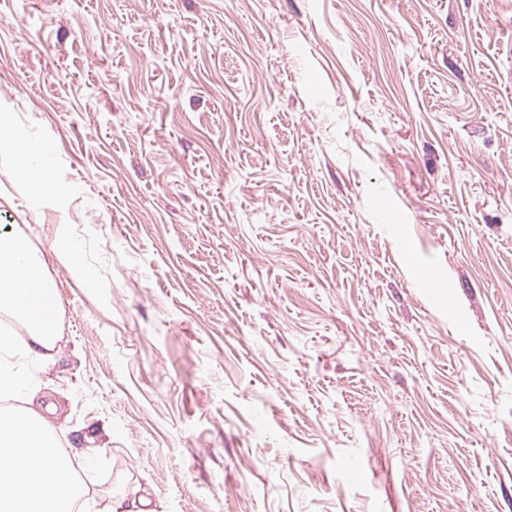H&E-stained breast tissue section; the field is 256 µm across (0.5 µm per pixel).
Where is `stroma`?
<instances>
[{
    "label": "stroma",
    "mask_w": 512,
    "mask_h": 512,
    "mask_svg": "<svg viewBox=\"0 0 512 512\" xmlns=\"http://www.w3.org/2000/svg\"><path fill=\"white\" fill-rule=\"evenodd\" d=\"M0 110L98 512H512V0H0ZM8 151L17 161L16 175L37 199L58 197L61 188L53 172L50 147L21 142L12 137V114L0 113V154Z\"/></svg>",
    "instance_id": "1"
}]
</instances>
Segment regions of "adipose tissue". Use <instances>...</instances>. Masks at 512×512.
<instances>
[{
    "instance_id": "adipose-tissue-1",
    "label": "adipose tissue",
    "mask_w": 512,
    "mask_h": 512,
    "mask_svg": "<svg viewBox=\"0 0 512 512\" xmlns=\"http://www.w3.org/2000/svg\"><path fill=\"white\" fill-rule=\"evenodd\" d=\"M17 161L16 175L37 199L56 197L61 188L53 172L50 148L12 136V115L0 113V154ZM62 302L44 256L27 235L0 234V312L21 323L18 339L0 332V397L22 396L30 406L0 424V512H70L80 499L70 458L61 451L48 419L54 404L32 408L39 387L30 368L46 361L60 332Z\"/></svg>"
}]
</instances>
